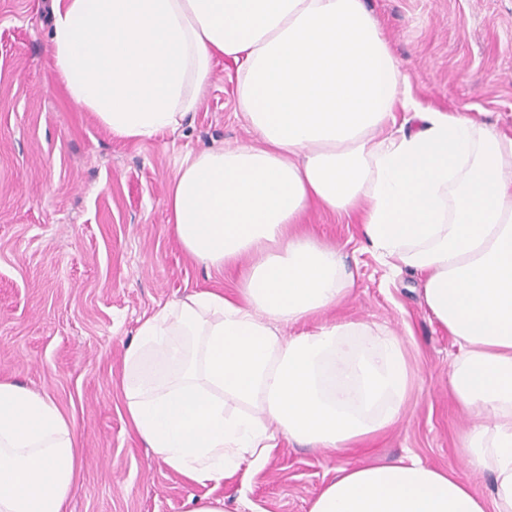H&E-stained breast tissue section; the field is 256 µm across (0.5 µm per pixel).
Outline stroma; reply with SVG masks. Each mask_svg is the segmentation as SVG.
Listing matches in <instances>:
<instances>
[{
  "instance_id": "stroma-1",
  "label": "stroma",
  "mask_w": 512,
  "mask_h": 512,
  "mask_svg": "<svg viewBox=\"0 0 512 512\" xmlns=\"http://www.w3.org/2000/svg\"><path fill=\"white\" fill-rule=\"evenodd\" d=\"M426 111L466 112L512 132V0H364ZM51 0H0V379L49 396L76 428L83 469L67 512H309L341 466L406 455L453 469L479 494L493 475L466 465L472 418L449 386L456 352L422 282L367 250L356 218L310 210L299 229L343 247L355 286L327 320L403 336L412 369L397 425L337 452L280 440L261 466L199 484L155 458L127 419L123 354L142 319L201 290L235 293L239 274L184 252L166 193L182 158L253 135L234 66L215 60L201 104L178 131L115 137L75 106L52 68Z\"/></svg>"
}]
</instances>
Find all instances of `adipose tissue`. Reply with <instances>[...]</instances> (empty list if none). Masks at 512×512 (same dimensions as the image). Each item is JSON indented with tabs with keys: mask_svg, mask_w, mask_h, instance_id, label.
I'll return each instance as SVG.
<instances>
[{
	"mask_svg": "<svg viewBox=\"0 0 512 512\" xmlns=\"http://www.w3.org/2000/svg\"><path fill=\"white\" fill-rule=\"evenodd\" d=\"M52 13L53 67L113 136L176 130L224 56L255 136L186 154L169 190L188 254L250 266L237 294L165 302L127 348L125 409L153 455L218 484L280 438L335 451L402 418L401 337L355 321L302 328L354 284L340 250L294 231L316 206L357 215L368 249L421 275L458 348L453 394L478 419L464 453L494 485L481 499L411 456L338 469L310 512H512V135L418 111L363 0H53ZM228 398L245 411L227 413ZM79 469L73 421L1 380L0 512H65Z\"/></svg>",
	"mask_w": 512,
	"mask_h": 512,
	"instance_id": "obj_1",
	"label": "adipose tissue"
}]
</instances>
